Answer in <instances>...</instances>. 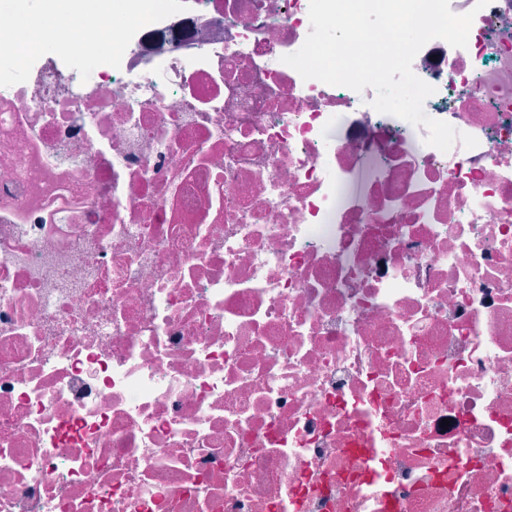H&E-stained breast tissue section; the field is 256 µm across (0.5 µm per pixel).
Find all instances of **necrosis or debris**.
Listing matches in <instances>:
<instances>
[{"label": "necrosis or debris", "mask_w": 512, "mask_h": 512, "mask_svg": "<svg viewBox=\"0 0 512 512\" xmlns=\"http://www.w3.org/2000/svg\"><path fill=\"white\" fill-rule=\"evenodd\" d=\"M187 3L0 87V512H512V0L413 61L446 152Z\"/></svg>", "instance_id": "necrosis-or-debris-1"}]
</instances>
